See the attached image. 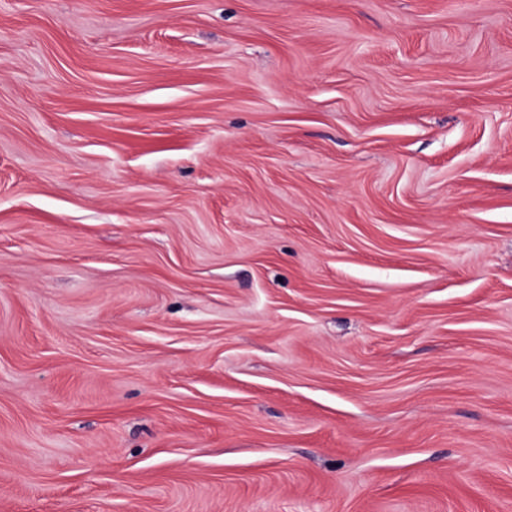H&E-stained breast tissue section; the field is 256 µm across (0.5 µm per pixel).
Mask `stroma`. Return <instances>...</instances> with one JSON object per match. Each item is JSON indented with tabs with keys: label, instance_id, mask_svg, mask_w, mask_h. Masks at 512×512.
Masks as SVG:
<instances>
[{
	"label": "stroma",
	"instance_id": "35a3bbf8",
	"mask_svg": "<svg viewBox=\"0 0 512 512\" xmlns=\"http://www.w3.org/2000/svg\"><path fill=\"white\" fill-rule=\"evenodd\" d=\"M0 512H512V0H0Z\"/></svg>",
	"mask_w": 512,
	"mask_h": 512
}]
</instances>
